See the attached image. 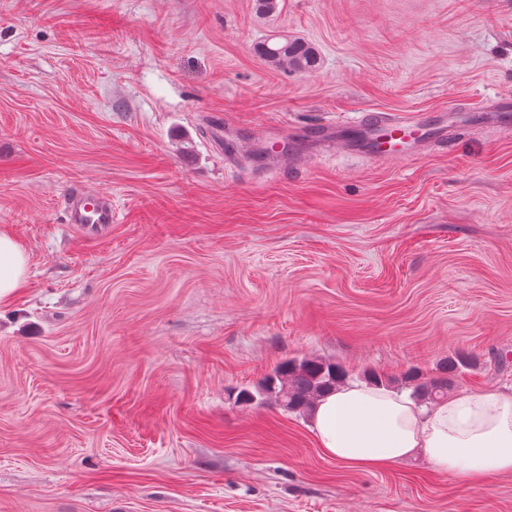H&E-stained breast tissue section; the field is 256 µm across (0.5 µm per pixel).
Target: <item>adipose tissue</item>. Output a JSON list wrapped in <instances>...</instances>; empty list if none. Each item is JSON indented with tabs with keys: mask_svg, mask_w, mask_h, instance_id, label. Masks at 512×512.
I'll return each instance as SVG.
<instances>
[{
	"mask_svg": "<svg viewBox=\"0 0 512 512\" xmlns=\"http://www.w3.org/2000/svg\"><path fill=\"white\" fill-rule=\"evenodd\" d=\"M28 279L27 257L0 234V307ZM319 448L344 466L380 471L423 452L432 468L477 484L512 473V391L452 396L431 407L382 386L350 384L313 409Z\"/></svg>",
	"mask_w": 512,
	"mask_h": 512,
	"instance_id": "ef3b65f1",
	"label": "adipose tissue"
}]
</instances>
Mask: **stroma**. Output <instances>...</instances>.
Instances as JSON below:
<instances>
[{"mask_svg": "<svg viewBox=\"0 0 512 512\" xmlns=\"http://www.w3.org/2000/svg\"><path fill=\"white\" fill-rule=\"evenodd\" d=\"M274 34L317 67L266 62ZM509 92L512 0H0V232L29 269L0 307V512H512V473L348 468L312 415L237 399L304 357L399 379L464 353L452 395L512 388V128L409 161L309 135ZM75 188L111 194L106 236L64 224Z\"/></svg>", "mask_w": 512, "mask_h": 512, "instance_id": "obj_1", "label": "stroma"}]
</instances>
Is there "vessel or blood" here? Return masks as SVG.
I'll use <instances>...</instances> for the list:
<instances>
[{
  "mask_svg": "<svg viewBox=\"0 0 512 512\" xmlns=\"http://www.w3.org/2000/svg\"><path fill=\"white\" fill-rule=\"evenodd\" d=\"M478 113L486 121L502 125L512 117V94L504 93L487 99ZM448 117L438 112L433 120L421 116L399 117L390 113L367 114L348 128L350 141L364 143L371 156L384 159H409L426 144L445 141ZM65 221L82 236H103L113 222L110 194L83 191L69 192L64 198Z\"/></svg>",
  "mask_w": 512,
  "mask_h": 512,
  "instance_id": "obj_1",
  "label": "vessel or blood"
}]
</instances>
